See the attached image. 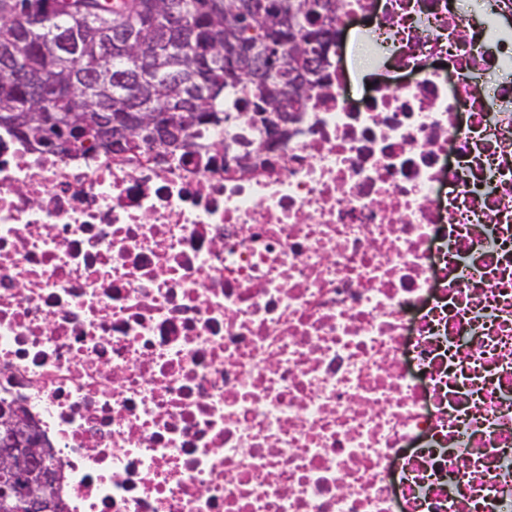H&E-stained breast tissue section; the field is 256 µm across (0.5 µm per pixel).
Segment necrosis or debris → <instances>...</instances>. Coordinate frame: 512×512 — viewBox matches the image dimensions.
<instances>
[{
	"instance_id": "4bbe7bcc",
	"label": "necrosis or debris",
	"mask_w": 512,
	"mask_h": 512,
	"mask_svg": "<svg viewBox=\"0 0 512 512\" xmlns=\"http://www.w3.org/2000/svg\"><path fill=\"white\" fill-rule=\"evenodd\" d=\"M368 20L288 140L0 132V400L65 512H512V0ZM353 44L352 59L355 62V71L351 74V90L354 94L360 93L363 88V80L370 74L367 67V56L365 52V38L362 35L352 34L347 41Z\"/></svg>"
}]
</instances>
